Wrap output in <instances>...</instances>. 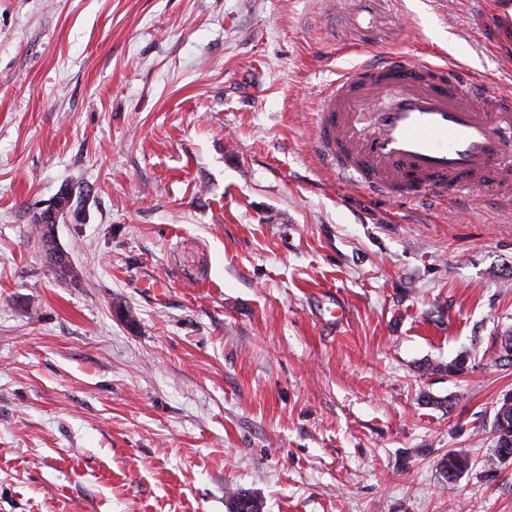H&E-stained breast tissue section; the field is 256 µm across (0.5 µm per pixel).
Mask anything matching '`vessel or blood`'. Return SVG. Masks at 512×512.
Wrapping results in <instances>:
<instances>
[{
	"instance_id": "1",
	"label": "vessel or blood",
	"mask_w": 512,
	"mask_h": 512,
	"mask_svg": "<svg viewBox=\"0 0 512 512\" xmlns=\"http://www.w3.org/2000/svg\"><path fill=\"white\" fill-rule=\"evenodd\" d=\"M316 157L377 192L480 186L512 210V95L445 64L391 55L349 70L312 115Z\"/></svg>"
}]
</instances>
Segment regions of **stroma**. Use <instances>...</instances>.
Instances as JSON below:
<instances>
[{
  "mask_svg": "<svg viewBox=\"0 0 512 512\" xmlns=\"http://www.w3.org/2000/svg\"><path fill=\"white\" fill-rule=\"evenodd\" d=\"M497 2L0 0V512H512V218L310 150L374 56L512 91ZM64 188L74 279L33 234ZM510 401V403H508ZM493 448L484 466L488 474H496L500 466L512 460V395L505 394L500 401L492 425ZM469 467V457L457 451H449L440 461V471L451 484L457 481ZM229 512H263L264 501L245 491H236L228 497Z\"/></svg>",
  "mask_w": 512,
  "mask_h": 512,
  "instance_id": "1",
  "label": "stroma"
}]
</instances>
